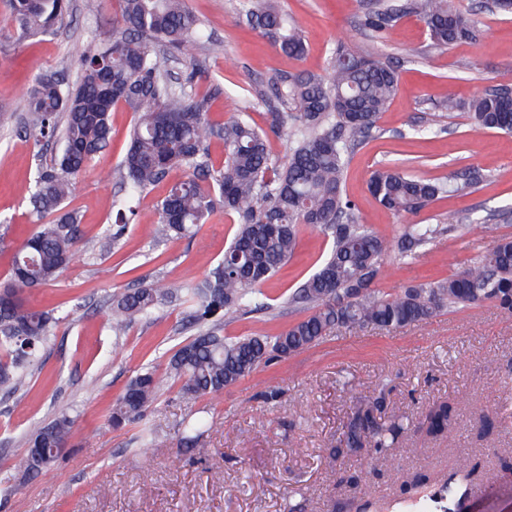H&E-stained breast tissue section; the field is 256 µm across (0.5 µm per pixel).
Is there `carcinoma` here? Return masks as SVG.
I'll return each instance as SVG.
<instances>
[{"instance_id":"obj_1","label":"carcinoma","mask_w":512,"mask_h":512,"mask_svg":"<svg viewBox=\"0 0 512 512\" xmlns=\"http://www.w3.org/2000/svg\"><path fill=\"white\" fill-rule=\"evenodd\" d=\"M122 22L112 38L81 58V74L72 85L40 74L26 92L27 119L23 132L38 144L55 138L63 150L50 167L38 170L30 196L39 219L34 232L12 256L8 281L0 287V389L16 391L41 363L51 328L52 313L34 310L26 291L48 285L68 268L78 250L77 216L65 212L52 223L45 215L62 210L73 180L111 141L110 117L120 106L136 114L129 147L118 171L127 196L112 210V243L123 228L137 223L131 199L161 183L165 196L157 203L158 220L151 225L157 240L192 236L218 211L237 224L224 258L194 285L146 283L112 303V335L126 334L139 315L173 300L187 305L188 316L200 325L198 334L170 358L165 376L188 399L217 395L278 358L311 347L337 326L385 329L426 321L444 309L467 311L486 302L512 312V237L497 235L493 245L467 269L398 293L373 287L388 241L357 222L356 204L344 192L347 158L377 127L398 89L396 69L385 61L379 46L407 13L425 25L432 44L442 48L476 37L473 15L449 0H378L363 22L370 45L361 52L339 43L329 60L326 77L311 74L280 76L270 81L272 95L288 104L286 112L269 113V129L290 141L285 160L273 159L266 134L244 118L221 125L209 122L204 100L192 97L191 75L180 83L170 79L169 64L185 55L201 37L198 19L185 0H117ZM20 36L54 31L65 17L67 0H7ZM239 13L260 29L284 54L299 58L303 37L288 20L278 0H240ZM467 108L475 133H512V88L485 91L462 105L448 94L441 108ZM224 144V163L213 168L211 139ZM186 177L169 180L172 170ZM483 173L471 168L463 180L454 177L423 179L394 168L374 170L368 189L387 211L415 213L437 199L454 196L480 183ZM460 220L453 214L436 224H413L398 247L411 258L435 238L451 232ZM318 227L333 239L322 266L289 297L288 304L308 314L276 335L223 336L219 328L239 317L268 308L261 286L293 255L300 226ZM361 288L354 301L337 309L330 298ZM160 381L151 371L138 374L113 402L108 421L121 429L141 421L154 400ZM383 399L360 403L345 424L330 456L368 446L377 453L399 443L404 430L398 418L377 416ZM455 410L447 402L435 404L427 416L433 436L448 431ZM183 447L189 448L207 423L182 422ZM74 419L65 410L50 421L35 424L28 448L15 467L24 475L52 471L62 450L72 445Z\"/></svg>"}]
</instances>
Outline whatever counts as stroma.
Returning a JSON list of instances; mask_svg holds the SVG:
<instances>
[{"instance_id": "1", "label": "stroma", "mask_w": 512, "mask_h": 512, "mask_svg": "<svg viewBox=\"0 0 512 512\" xmlns=\"http://www.w3.org/2000/svg\"><path fill=\"white\" fill-rule=\"evenodd\" d=\"M476 13L474 41L435 48L416 17L401 19L381 52L399 75L398 92L371 138L347 163L345 191L360 223L385 237L375 288L395 293L467 268L489 249L494 234L512 235V134L472 132L464 112L440 107L448 93L463 102L485 89L512 86V16L482 9L480 0H453ZM202 37L172 65L175 76L196 74L212 122L246 118L264 129L268 115L285 111L269 80L302 71L326 75L336 42L367 45L363 27L375 0H280L306 45L293 59L240 21L239 0H186ZM114 0H70L63 23L47 35L19 37L0 0V283L35 216L29 197L39 167L61 142L39 146L20 132L24 97L38 73L76 80L81 56L118 28ZM135 112L112 113V142L74 182L66 201L77 212L83 249L54 283L28 291L29 305L54 311L53 336L28 388L0 390V512H512V314L493 304L443 311L432 320L393 330L338 327L310 348L258 369L214 397L189 400L164 385L143 422L114 430L108 410L128 381L155 368L199 330L184 305L167 303L138 317L114 338L106 319L115 294L149 281L194 283L224 255L235 224L216 212L194 236L153 241L148 226L166 191L158 186L138 202L139 221L118 243L106 229L112 204L125 193L116 171ZM431 127L416 137L414 127ZM395 165L423 178L453 176L475 167L485 175L466 193L439 199L415 214L396 216L368 190L371 172ZM456 211L460 227L400 258L397 246L413 224ZM332 239L305 226L291 259L263 285L267 310L226 324L227 336L275 335L302 318L288 298L314 273ZM278 389L273 400L266 388ZM384 392L382 419L402 417L406 429L392 456L366 449L333 460L328 448L353 406ZM448 402L457 417L432 437L420 426L429 407ZM75 419V448L56 472L22 478L14 464L27 448L34 423L61 408ZM208 420L193 447L181 445L184 418ZM156 434L143 447L142 427ZM472 470L452 493L450 475ZM498 473L486 484L485 470Z\"/></svg>"}]
</instances>
